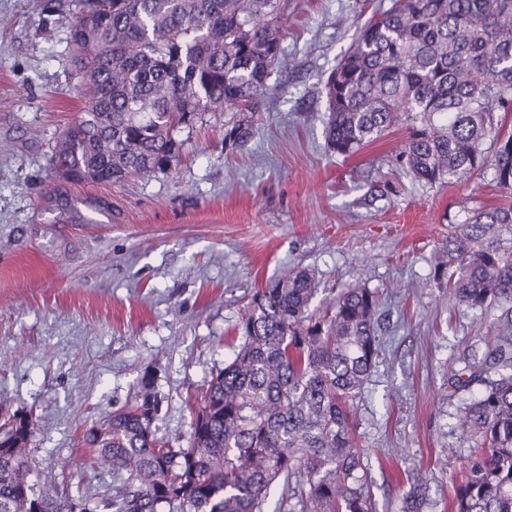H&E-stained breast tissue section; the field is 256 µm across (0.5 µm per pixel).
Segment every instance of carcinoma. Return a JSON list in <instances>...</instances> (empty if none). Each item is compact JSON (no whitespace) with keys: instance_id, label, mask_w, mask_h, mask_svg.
<instances>
[{"instance_id":"1","label":"carcinoma","mask_w":512,"mask_h":512,"mask_svg":"<svg viewBox=\"0 0 512 512\" xmlns=\"http://www.w3.org/2000/svg\"><path fill=\"white\" fill-rule=\"evenodd\" d=\"M69 52L87 106L51 156L74 183H122L171 168L198 115L252 111L282 53V0H84ZM325 138L351 156L406 126L399 157L435 185L490 167L504 201L478 210L441 245L448 300L512 305V0H391L359 27L326 85ZM251 125L224 131L245 145ZM492 138L494 149L482 148ZM314 274L289 271L257 290L238 327L242 343L191 404L187 446L152 424L148 391L84 435L112 470L116 496L81 512H376L368 455L356 441L354 400L381 352L375 292L340 289L310 312ZM498 378L460 409L457 428L479 443L448 512H512V338L488 362L450 377L453 390ZM32 416L0 409V512H64L72 498L36 490ZM427 486L409 483L402 512H420Z\"/></svg>"}]
</instances>
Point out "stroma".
<instances>
[{"label": "stroma", "mask_w": 512, "mask_h": 512, "mask_svg": "<svg viewBox=\"0 0 512 512\" xmlns=\"http://www.w3.org/2000/svg\"><path fill=\"white\" fill-rule=\"evenodd\" d=\"M389 4L288 0V64L272 69L247 145L224 147L235 112H205L170 171L118 185L49 166L84 106L67 51L79 0H0V399L33 414L34 483L113 496L81 437L135 402L146 373L157 435L185 445L186 400L231 357L252 294L306 268L320 280L311 309L346 284L380 297L382 352L354 403L377 512H398L410 473L428 480L424 512H444L473 451L456 413L485 388L448 379L512 336V313L454 307L433 275L449 232L502 196L489 168L415 181L396 160L403 130L350 157L328 150L326 79Z\"/></svg>", "instance_id": "stroma-1"}]
</instances>
